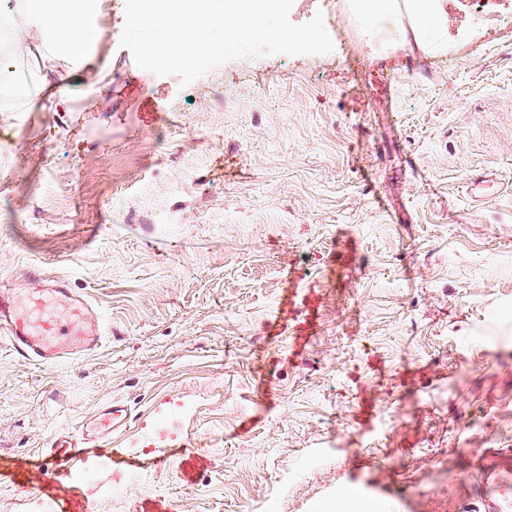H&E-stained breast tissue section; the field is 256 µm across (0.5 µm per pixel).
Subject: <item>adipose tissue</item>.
<instances>
[{"instance_id": "obj_1", "label": "adipose tissue", "mask_w": 512, "mask_h": 512, "mask_svg": "<svg viewBox=\"0 0 512 512\" xmlns=\"http://www.w3.org/2000/svg\"><path fill=\"white\" fill-rule=\"evenodd\" d=\"M91 0H24L25 23L1 15L0 26L16 31L17 46L39 44L43 66L58 72L54 91L46 98L43 111L53 112L70 101L75 78L73 68L94 53L96 33L88 24Z\"/></svg>"}]
</instances>
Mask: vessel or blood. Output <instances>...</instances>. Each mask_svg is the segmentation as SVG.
<instances>
[{"label": "vessel or blood", "mask_w": 512, "mask_h": 512, "mask_svg": "<svg viewBox=\"0 0 512 512\" xmlns=\"http://www.w3.org/2000/svg\"><path fill=\"white\" fill-rule=\"evenodd\" d=\"M0 333L19 356L40 363H56L71 356H89L104 336L100 309L73 290L69 281L52 277L37 263L18 277L0 279ZM94 419L100 428L79 434L57 433L39 461L48 485L66 482L77 471H86L91 458L108 456L113 469L140 467L137 457L124 448L107 447L112 432L122 427L128 410L109 403L98 408ZM497 494L485 499L484 512H512V460L499 459L485 478Z\"/></svg>", "instance_id": "vessel-or-blood-1"}]
</instances>
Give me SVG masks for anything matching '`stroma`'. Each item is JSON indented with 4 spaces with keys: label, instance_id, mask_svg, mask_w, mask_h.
I'll list each match as a JSON object with an SVG mask.
<instances>
[{
    "label": "stroma",
    "instance_id": "1",
    "mask_svg": "<svg viewBox=\"0 0 512 512\" xmlns=\"http://www.w3.org/2000/svg\"><path fill=\"white\" fill-rule=\"evenodd\" d=\"M106 2L67 111L37 56H11L23 117L0 84V277L41 264L105 320L53 366L0 338V512L106 402L122 447L178 433L137 477L51 489L67 512H481L479 462L512 453V26L461 0L438 50L336 0L330 53L184 86Z\"/></svg>",
    "mask_w": 512,
    "mask_h": 512
}]
</instances>
